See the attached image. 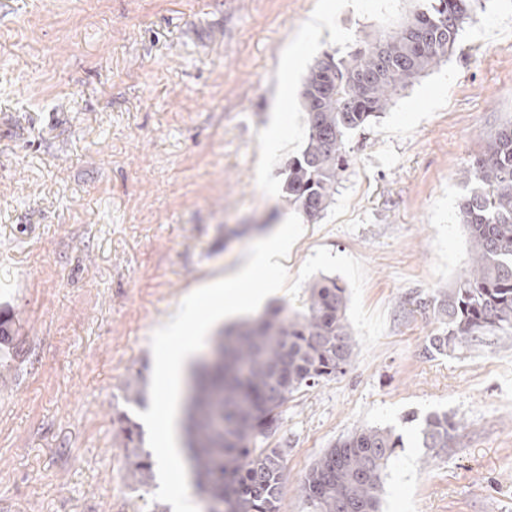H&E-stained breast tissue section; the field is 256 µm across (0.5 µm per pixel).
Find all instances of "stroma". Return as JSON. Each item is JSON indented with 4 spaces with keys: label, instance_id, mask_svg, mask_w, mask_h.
<instances>
[{
    "label": "stroma",
    "instance_id": "stroma-1",
    "mask_svg": "<svg viewBox=\"0 0 512 512\" xmlns=\"http://www.w3.org/2000/svg\"><path fill=\"white\" fill-rule=\"evenodd\" d=\"M322 2L0 0V512H163L158 480L126 477L124 383L151 378V336L183 299L289 215L315 60L413 7L339 0L309 34ZM483 5L447 61L348 134L334 199L284 262L294 279L321 247L361 260L386 330L284 406L281 512H309L301 478L369 427L405 442L380 512H512V339L426 350L442 328L426 302L469 260L463 173L512 122V0ZM434 411L457 423L436 453L413 421Z\"/></svg>",
    "mask_w": 512,
    "mask_h": 512
}]
</instances>
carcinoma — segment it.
Here are the masks:
<instances>
[{"label":"carcinoma","mask_w":512,"mask_h":512,"mask_svg":"<svg viewBox=\"0 0 512 512\" xmlns=\"http://www.w3.org/2000/svg\"><path fill=\"white\" fill-rule=\"evenodd\" d=\"M481 0H427L397 29L345 55L324 54L301 91L308 136L288 160V206L313 220L332 202L344 170V140L388 108L393 94L453 54L463 25ZM475 182L458 202L470 261L456 286L434 298L445 325L426 350H455L482 336L512 335V124L502 126L464 171ZM346 289L324 277L309 287L295 316L272 310L231 329L214 343L224 364L203 368L188 397L186 461L198 492L218 512H280L284 456L267 440L294 393L344 374L354 339L345 320ZM126 402L142 406L139 377L127 380ZM112 424L122 436L127 474L145 482L152 461L142 430L127 413ZM456 423L446 413L420 422L422 447L444 449ZM402 436L364 428L328 449L300 484L310 512H379L383 474Z\"/></svg>","instance_id":"carcinoma-1"}]
</instances>
